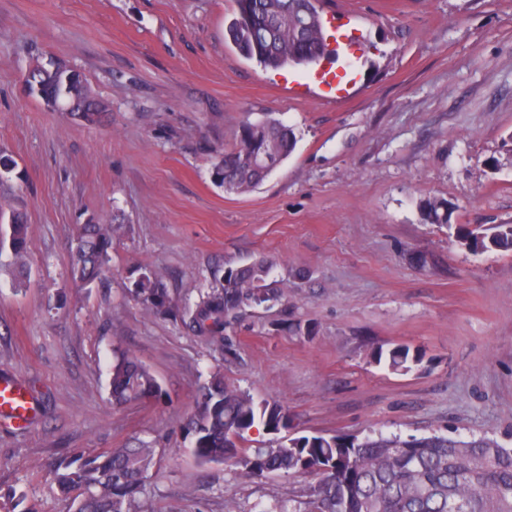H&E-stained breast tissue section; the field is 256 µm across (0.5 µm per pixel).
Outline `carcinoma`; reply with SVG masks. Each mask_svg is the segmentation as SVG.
<instances>
[{"mask_svg": "<svg viewBox=\"0 0 512 512\" xmlns=\"http://www.w3.org/2000/svg\"><path fill=\"white\" fill-rule=\"evenodd\" d=\"M228 35L242 55L261 67L312 65L326 54L327 42L315 0H235ZM295 130L274 119L246 122L233 146L214 164L212 176L227 192L243 193L261 184L295 149ZM430 224H446L469 250L512 252V224H497L479 235L467 224L448 223V207L424 203ZM119 224L92 219L81 227L72 246V281L87 287L100 279L109 262ZM9 246L14 263L27 254V224L15 213L9 236H0V251ZM264 258L228 266L219 286L201 294L177 315L198 336L224 340V328L244 312L270 308L288 296V284L273 275ZM131 294L155 314L172 313V298L161 277L141 271ZM375 362L410 372L422 353L406 345L378 349ZM112 404L159 402L166 391L153 372L125 352L113 354L109 380ZM288 411L276 400H255L215 371L201 386L185 429L189 450L202 465L222 464L249 479L271 474H308V512H512V448L479 437L463 440L446 434L366 436L313 433L278 438L288 429ZM261 431L275 438L250 444ZM156 449L147 444L113 448L87 457L75 468L56 474L61 492L70 497L69 512H146L140 494L154 464Z\"/></svg>", "mask_w": 512, "mask_h": 512, "instance_id": "cac0c4a2", "label": "carcinoma"}]
</instances>
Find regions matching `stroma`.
<instances>
[{
    "instance_id": "stroma-1",
    "label": "stroma",
    "mask_w": 512,
    "mask_h": 512,
    "mask_svg": "<svg viewBox=\"0 0 512 512\" xmlns=\"http://www.w3.org/2000/svg\"><path fill=\"white\" fill-rule=\"evenodd\" d=\"M234 0H0V231L28 224L25 271L0 251V375L38 404L0 423V512H68L61 462L155 448L146 512H306L313 476L253 481L199 464L183 429L218 369L286 408L290 433L487 436L512 448V253H475L449 224H512V0H320L327 37L361 40L360 81L329 104L300 69H265L226 38ZM77 68L109 101L80 126L25 91L33 62ZM298 136L260 185L211 177L244 122ZM448 204L427 223L424 200ZM122 230L101 282L76 287L69 247L89 217ZM264 256L288 297L221 342L128 291L158 273L177 305L216 267ZM420 349L411 372L371 363ZM146 365L159 403L113 407L112 351Z\"/></svg>"
}]
</instances>
